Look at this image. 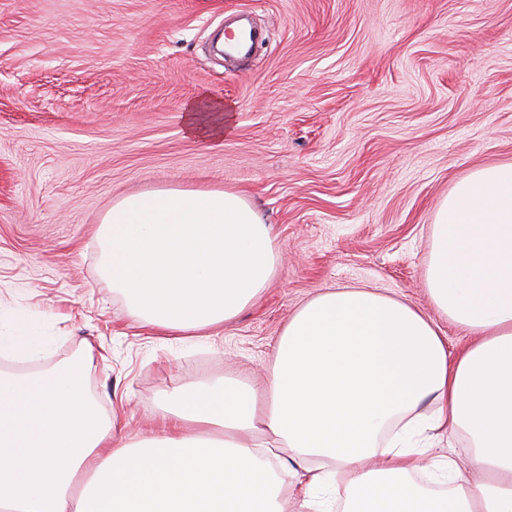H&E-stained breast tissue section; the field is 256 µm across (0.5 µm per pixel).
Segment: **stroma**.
I'll return each mask as SVG.
<instances>
[{"instance_id": "stroma-1", "label": "stroma", "mask_w": 512, "mask_h": 512, "mask_svg": "<svg viewBox=\"0 0 512 512\" xmlns=\"http://www.w3.org/2000/svg\"><path fill=\"white\" fill-rule=\"evenodd\" d=\"M265 33L227 63L225 19ZM225 121L188 136L185 118ZM512 162V0H0V336L29 374L83 361L121 435L160 433L164 391L268 372L288 318L369 288L461 329L426 287L430 226L482 166ZM159 188L234 190L281 250L255 304L213 330L141 325L103 269L101 221ZM44 346L42 336L19 335L0 336V353L14 358H33L41 353Z\"/></svg>"}]
</instances>
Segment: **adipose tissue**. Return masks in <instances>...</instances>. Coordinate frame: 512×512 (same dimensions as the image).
Segmentation results:
<instances>
[{
    "label": "adipose tissue",
    "mask_w": 512,
    "mask_h": 512,
    "mask_svg": "<svg viewBox=\"0 0 512 512\" xmlns=\"http://www.w3.org/2000/svg\"><path fill=\"white\" fill-rule=\"evenodd\" d=\"M106 268L131 311L164 331L217 326L278 270L279 246L231 191L123 197L102 220ZM429 295L467 341L377 291L301 306L262 387L226 379L165 394L157 437L115 440L80 362L0 372V512H279L255 445L271 438L334 471L291 470L300 512H512V162L478 168L431 227ZM467 439L478 479L433 444Z\"/></svg>",
    "instance_id": "adipose-tissue-1"
}]
</instances>
